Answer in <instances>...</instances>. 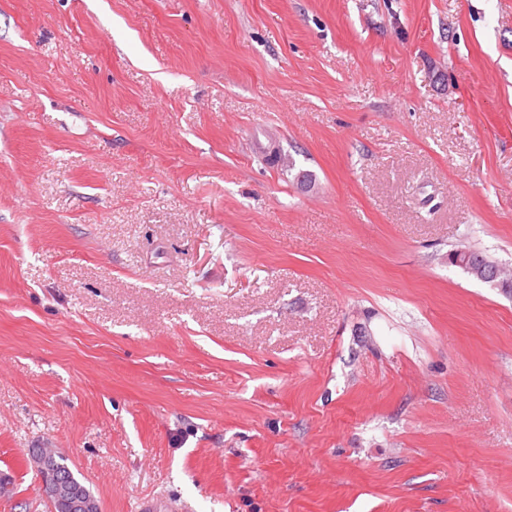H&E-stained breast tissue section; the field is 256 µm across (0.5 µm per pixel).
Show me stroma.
Instances as JSON below:
<instances>
[{"mask_svg":"<svg viewBox=\"0 0 512 512\" xmlns=\"http://www.w3.org/2000/svg\"><path fill=\"white\" fill-rule=\"evenodd\" d=\"M278 147L295 171L266 163ZM512 0H0V512H512ZM469 251L472 252L474 258L481 256L483 259H485L484 256L479 252L475 250ZM474 258L468 251H459L458 256L455 259V264L465 271L473 274L480 281L492 283L494 286L499 287L503 292H510L512 290V287L511 290L509 287L510 282L505 280L501 275V269L504 268L497 265L490 266L487 262L481 261V258H479L478 261H475ZM49 448L28 449L29 460L39 477V488L42 496L58 509L82 512H96V503L81 498L75 489L70 487V479L57 475L51 457L54 455Z\"/></svg>","mask_w":512,"mask_h":512,"instance_id":"obj_1","label":"stroma"}]
</instances>
